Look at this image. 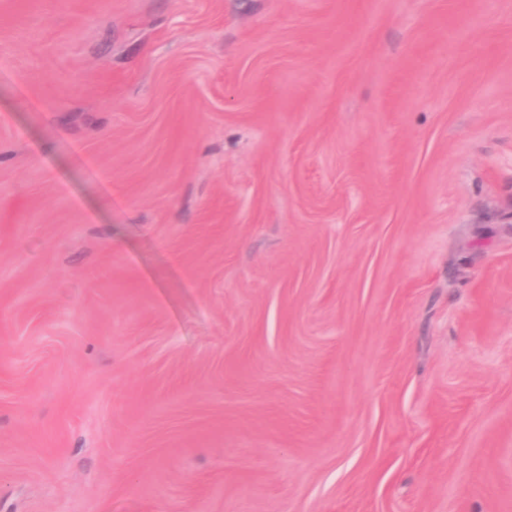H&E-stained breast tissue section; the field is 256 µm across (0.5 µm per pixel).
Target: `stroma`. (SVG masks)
I'll return each mask as SVG.
<instances>
[{
    "label": "stroma",
    "instance_id": "35a3bbf8",
    "mask_svg": "<svg viewBox=\"0 0 512 512\" xmlns=\"http://www.w3.org/2000/svg\"><path fill=\"white\" fill-rule=\"evenodd\" d=\"M0 512H512V0H0Z\"/></svg>",
    "mask_w": 512,
    "mask_h": 512
}]
</instances>
